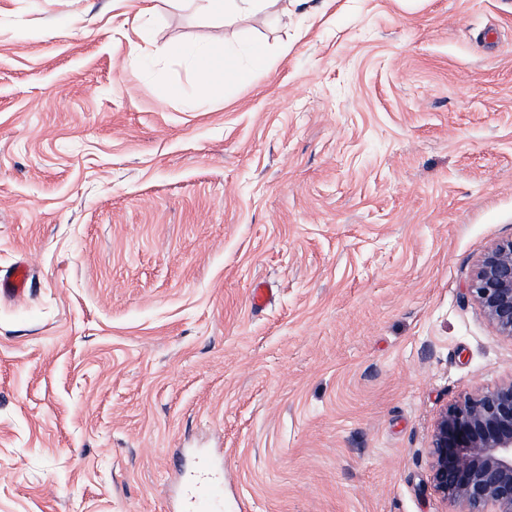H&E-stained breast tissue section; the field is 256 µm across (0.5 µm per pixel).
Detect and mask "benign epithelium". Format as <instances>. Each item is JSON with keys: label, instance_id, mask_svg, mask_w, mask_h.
I'll use <instances>...</instances> for the list:
<instances>
[{"label": "benign epithelium", "instance_id": "1", "mask_svg": "<svg viewBox=\"0 0 512 512\" xmlns=\"http://www.w3.org/2000/svg\"><path fill=\"white\" fill-rule=\"evenodd\" d=\"M497 335L512 340V236L493 242L465 284ZM427 464L434 491L466 512H512V377L465 392L435 421Z\"/></svg>", "mask_w": 512, "mask_h": 512}]
</instances>
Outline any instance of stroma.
Instances as JSON below:
<instances>
[{
	"label": "stroma",
	"mask_w": 512,
	"mask_h": 512,
	"mask_svg": "<svg viewBox=\"0 0 512 512\" xmlns=\"http://www.w3.org/2000/svg\"><path fill=\"white\" fill-rule=\"evenodd\" d=\"M212 41L268 64L200 90ZM510 235L512 0H0V512H175L183 448L224 512H464L426 450L512 376L463 296ZM278 0H195L197 9L212 16L223 18L224 23L244 15H256L274 6ZM30 269L27 264L19 263L13 270L0 277V297L16 300L27 293Z\"/></svg>",
	"instance_id": "obj_1"
}]
</instances>
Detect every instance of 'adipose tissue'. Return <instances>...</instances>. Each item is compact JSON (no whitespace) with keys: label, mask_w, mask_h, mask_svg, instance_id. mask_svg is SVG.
<instances>
[{"label":"adipose tissue","mask_w":512,"mask_h":512,"mask_svg":"<svg viewBox=\"0 0 512 512\" xmlns=\"http://www.w3.org/2000/svg\"><path fill=\"white\" fill-rule=\"evenodd\" d=\"M185 54L194 65L199 85L204 88L223 79L238 84L250 83L255 72L266 66V54L262 48L256 46L245 51L251 60V65L247 68L237 65L225 54L222 45L216 43L187 48Z\"/></svg>","instance_id":"obj_1"}]
</instances>
